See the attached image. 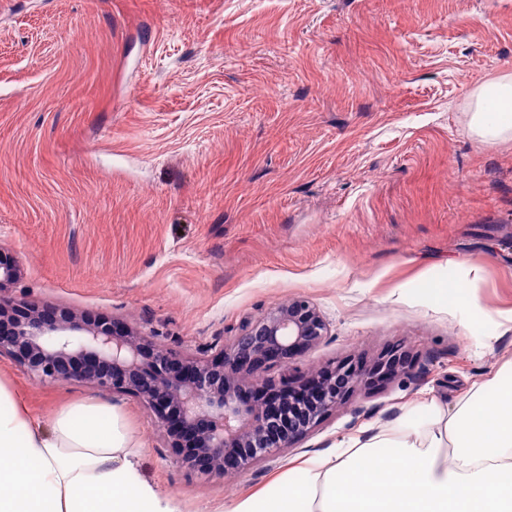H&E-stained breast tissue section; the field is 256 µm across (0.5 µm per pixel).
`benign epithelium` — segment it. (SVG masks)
Here are the masks:
<instances>
[{
    "instance_id": "7a95c632",
    "label": "benign epithelium",
    "mask_w": 512,
    "mask_h": 512,
    "mask_svg": "<svg viewBox=\"0 0 512 512\" xmlns=\"http://www.w3.org/2000/svg\"><path fill=\"white\" fill-rule=\"evenodd\" d=\"M19 265L0 259V355L44 381L80 380L150 409L191 474L221 478L276 457L306 437L358 386L411 374L403 353L365 372L350 363L292 379L290 365L328 336L306 299L242 322L227 345L195 355L164 348L137 327L11 293ZM283 369L280 380L268 377Z\"/></svg>"
}]
</instances>
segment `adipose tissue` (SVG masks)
<instances>
[{"instance_id": "obj_1", "label": "adipose tissue", "mask_w": 512, "mask_h": 512, "mask_svg": "<svg viewBox=\"0 0 512 512\" xmlns=\"http://www.w3.org/2000/svg\"><path fill=\"white\" fill-rule=\"evenodd\" d=\"M470 98L472 134L512 140V73ZM138 458L114 406L83 400L44 424L0 384V512H180ZM228 512H512V361L454 408L422 395L394 424L360 428Z\"/></svg>"}]
</instances>
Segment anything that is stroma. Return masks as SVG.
Masks as SVG:
<instances>
[{"instance_id": "35a3bbf8", "label": "stroma", "mask_w": 512, "mask_h": 512, "mask_svg": "<svg viewBox=\"0 0 512 512\" xmlns=\"http://www.w3.org/2000/svg\"><path fill=\"white\" fill-rule=\"evenodd\" d=\"M512 72V0H0V257L16 295L136 324L197 353L295 297L329 325L297 372L412 376L355 389L293 447L190 475L138 399L0 381L48 422L120 409L142 475L181 512H225L422 391L454 407L512 359V141L468 129ZM464 286L479 307L431 298Z\"/></svg>"}]
</instances>
